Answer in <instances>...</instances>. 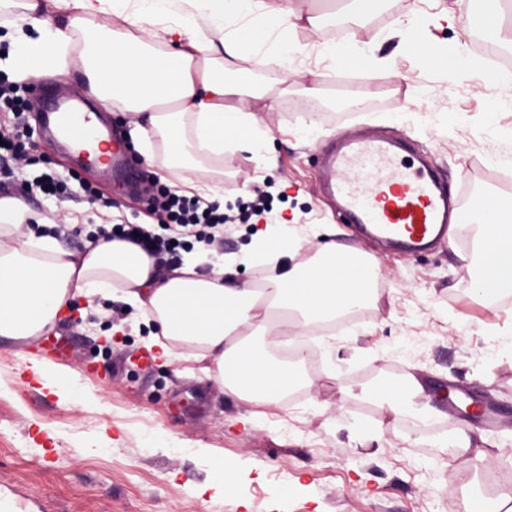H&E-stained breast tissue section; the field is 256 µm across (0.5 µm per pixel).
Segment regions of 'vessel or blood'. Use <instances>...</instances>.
<instances>
[{
	"label": "vessel or blood",
	"instance_id": "obj_1",
	"mask_svg": "<svg viewBox=\"0 0 512 512\" xmlns=\"http://www.w3.org/2000/svg\"><path fill=\"white\" fill-rule=\"evenodd\" d=\"M51 111L40 134L55 133L71 154L94 164L105 175L124 170L125 144L111 129L99 128L97 115L73 99L50 95ZM402 139L350 136L337 142L329 159V180L350 223L414 253L447 241L448 227L458 218V199L427 167L404 161ZM462 423L480 420L490 428L503 423L500 407L477 400L468 408L449 404Z\"/></svg>",
	"mask_w": 512,
	"mask_h": 512
}]
</instances>
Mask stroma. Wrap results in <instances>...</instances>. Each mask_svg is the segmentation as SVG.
I'll return each instance as SVG.
<instances>
[{
  "label": "stroma",
  "mask_w": 512,
  "mask_h": 512,
  "mask_svg": "<svg viewBox=\"0 0 512 512\" xmlns=\"http://www.w3.org/2000/svg\"><path fill=\"white\" fill-rule=\"evenodd\" d=\"M292 11L321 16L318 32L298 30L307 44L333 42L340 49L335 75H350L370 96L371 108L351 112L322 109L320 91L329 88L320 69L310 67L289 81L287 92L270 90L250 98L259 123L267 127L276 156L272 170L256 168L241 155L200 157L197 168L222 181L227 214L236 218L224 247L212 261L245 251L262 224L238 210L254 186L271 183L273 207L290 224L316 225L298 259L329 241L372 254L379 262L378 304L367 305L360 325L344 336L327 338L320 369L300 403L254 405L225 391L186 363L157 358L139 362L150 328L126 314L123 301L101 300L100 310H67L54 327L63 352L52 360L75 370L102 406L62 403L41 391L25 371L21 356L43 353V339H0V378L11 388L0 395V512H467L471 498H484L491 512L512 500V486L491 488L485 470L512 461V430L487 437L484 458L461 454L453 445L459 430L447 414L443 389L454 385L475 397L498 401L512 414V357L499 350L500 334L512 328V304L480 301L471 293L477 273L467 256L474 248L461 232L435 249L409 255L347 223L326 190L322 158L336 136L368 129L410 138L428 155L449 189L466 180L461 220L472 217L474 202L512 197V184L494 174L512 164L507 140H490L487 126L512 131V112L496 109L495 90L482 77L460 81L448 94L445 78L428 60L413 55L419 31L394 29L390 21L417 8L415 0H365L351 17L335 14L325 0H285ZM452 17L434 33L456 47L466 40L476 48L481 34L466 25L476 0H443ZM373 56L363 65L354 48ZM425 78L428 98L411 87ZM439 113L441 125L408 121V112ZM32 160L0 163V186L20 196V182L45 172L67 175L74 164L53 143L38 139ZM166 162L163 145L152 161L134 159L121 178L97 170L81 177L97 190L96 203L82 195L65 199L37 194L26 198L36 218L54 224L66 217H96L101 223L135 219L150 201L145 180ZM411 365L434 411L430 433L417 434L389 412L375 390L395 383L397 367ZM385 428L369 445L361 438L368 420ZM108 428L112 446L98 443ZM207 455L195 452L194 443ZM221 460L235 477L232 494L196 496V486Z\"/></svg>",
  "instance_id": "1"
}]
</instances>
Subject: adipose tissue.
Instances as JSON below:
<instances>
[{
  "instance_id": "ef3b65f1",
  "label": "adipose tissue",
  "mask_w": 512,
  "mask_h": 512,
  "mask_svg": "<svg viewBox=\"0 0 512 512\" xmlns=\"http://www.w3.org/2000/svg\"><path fill=\"white\" fill-rule=\"evenodd\" d=\"M13 8L19 21L7 37L21 74L38 75L80 53L88 95L104 109L117 106L133 115L130 135L143 156L157 139L174 169L191 167L198 151L240 153L274 167L266 149L269 130L242 106V89L224 72L245 58L260 67L267 57H281L284 65L266 73L265 83L287 84L292 66L310 52L293 34L299 27L316 29L317 16L290 22L280 0H0L1 12ZM244 26L254 31L248 45L238 36ZM27 220L22 200L0 197V338H36L71 301L92 305L116 293L157 323L148 343L164 357H174V344L193 345L191 359L204 375L260 406L310 384L305 358L280 362L268 335L281 327L307 329L367 303L380 272L376 260L333 242L296 261L301 242L287 238L226 256L201 275L202 253L165 269L138 246L106 235L85 240L79 251L62 248L27 230ZM476 229L484 271L473 295L486 301L511 296L512 202L481 211ZM246 264L263 266V287L238 284L237 268ZM22 361L60 402L98 404L70 369L34 355ZM379 394L396 415L433 411L412 377Z\"/></svg>"
}]
</instances>
